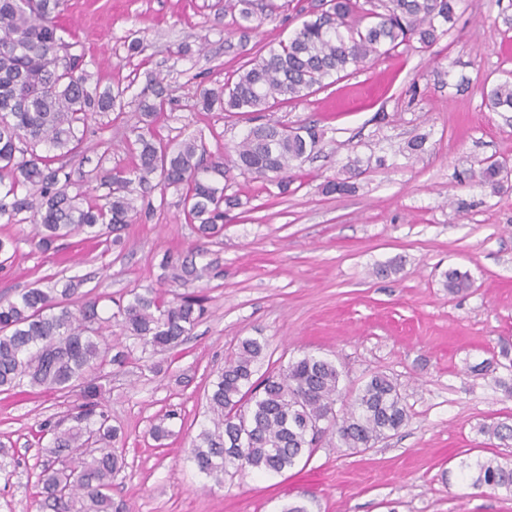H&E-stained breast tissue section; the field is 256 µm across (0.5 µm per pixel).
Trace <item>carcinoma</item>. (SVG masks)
I'll return each mask as SVG.
<instances>
[{
	"label": "carcinoma",
	"mask_w": 512,
	"mask_h": 512,
	"mask_svg": "<svg viewBox=\"0 0 512 512\" xmlns=\"http://www.w3.org/2000/svg\"><path fill=\"white\" fill-rule=\"evenodd\" d=\"M460 0H325L286 41L257 52L227 79L224 87L202 89L205 110L218 105L258 124L234 147V155L208 160L202 141L191 138L176 149L157 142L154 124L166 98L162 80L149 79L138 111L131 116L132 164L107 171L105 203L91 202L93 189L69 191L70 175L55 162L77 152L78 126L96 112L124 109V90L103 91L81 73L82 56L62 37L60 17L66 0H0V218L20 224L32 212L40 249L79 234L122 243V232L135 221L136 188L154 184L180 192L185 219L203 238L224 230V207L240 200L226 191L233 172L274 184L288 193L295 163L319 144L314 126L290 127L270 117L272 103L305 97L328 78L358 70L374 56L401 45L430 47L448 34L446 25ZM232 25L248 29L254 0H224ZM494 112H512V82L483 92ZM47 148V154L37 147ZM506 166L478 162V182L496 193ZM165 290L129 291L126 304L104 318L98 298L78 295L81 281L65 288H30L15 301H0V391L23 384L77 397L74 425L49 422L52 447L37 481L40 512H112V480L122 471L119 434L110 424L101 398L105 369L122 367L133 350H118L105 332L117 325L134 339L136 349L154 355L182 343L206 314L204 300L178 292L201 280L208 267L193 256L175 261ZM450 294L470 287L455 270L444 274ZM268 343L245 338L230 352L208 395L210 425L201 428L189 448L198 471L216 483L236 473H281L314 452L327 432L336 447L361 451L397 433L410 415L399 385L377 373L345 391L343 372L328 359L305 353L277 373L255 378ZM341 407H336V404ZM481 432L502 444L512 441V425L492 422ZM472 484L512 496V459L476 462Z\"/></svg>",
	"instance_id": "obj_1"
}]
</instances>
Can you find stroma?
<instances>
[{
	"mask_svg": "<svg viewBox=\"0 0 512 512\" xmlns=\"http://www.w3.org/2000/svg\"><path fill=\"white\" fill-rule=\"evenodd\" d=\"M215 0H68L62 23L91 84L122 88L124 111L98 112L79 131L65 170L74 184L99 185L104 170L131 163L128 113L149 75L169 99L156 122L162 143L202 140L228 153L247 119L203 111L197 88H220L255 53L288 38L296 10L235 30ZM512 0H462L446 36L427 49L398 47L363 69L271 113L323 132L298 163L288 194L236 177L240 198L223 233L197 236L175 190L136 193L137 218L110 249L78 235L42 251L30 223L0 219L16 252L0 263V299L81 279L101 314L139 285L162 287L160 261L193 254L208 277L193 282L207 313L175 349L111 369L102 397L122 431L125 467L112 484L122 512H512V497L476 488L462 462L511 455L480 432L512 424V181L500 193L472 178L474 162L512 163V112L489 110L483 88L512 79ZM143 52L128 57L127 35ZM426 138L416 157L409 140ZM368 170L347 194L322 187L352 158ZM472 286L452 296L444 272ZM269 344L264 370L311 353L336 363L350 385L384 373L399 385L411 419L373 448L353 454L324 436L309 460L279 474H237L223 484L200 474L189 443L208 422L207 392L240 340ZM74 397L24 388L0 393V512H38L34 494L51 442L40 426L68 420ZM164 424L169 437L150 429Z\"/></svg>",
	"mask_w": 512,
	"mask_h": 512,
	"instance_id": "35a3bbf8",
	"label": "stroma"
}]
</instances>
